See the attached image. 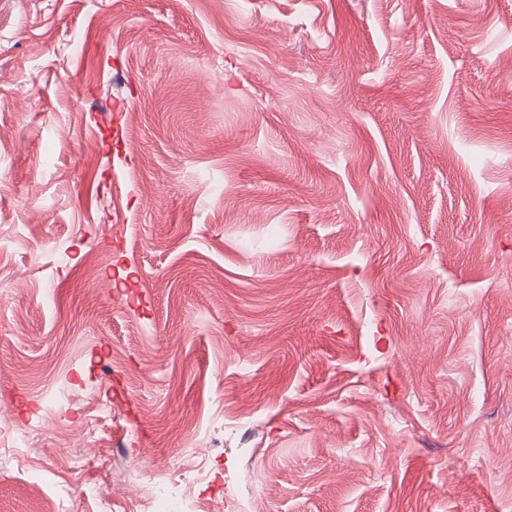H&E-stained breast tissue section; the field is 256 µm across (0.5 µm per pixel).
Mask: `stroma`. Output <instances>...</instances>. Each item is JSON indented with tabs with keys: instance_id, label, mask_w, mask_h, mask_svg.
Masks as SVG:
<instances>
[{
	"instance_id": "stroma-1",
	"label": "stroma",
	"mask_w": 512,
	"mask_h": 512,
	"mask_svg": "<svg viewBox=\"0 0 512 512\" xmlns=\"http://www.w3.org/2000/svg\"><path fill=\"white\" fill-rule=\"evenodd\" d=\"M1 406L0 512H512V0H0ZM183 483L185 486L190 485V479L178 470L172 471L168 476H163L151 485V495L156 502H166L169 487L173 484Z\"/></svg>"
}]
</instances>
